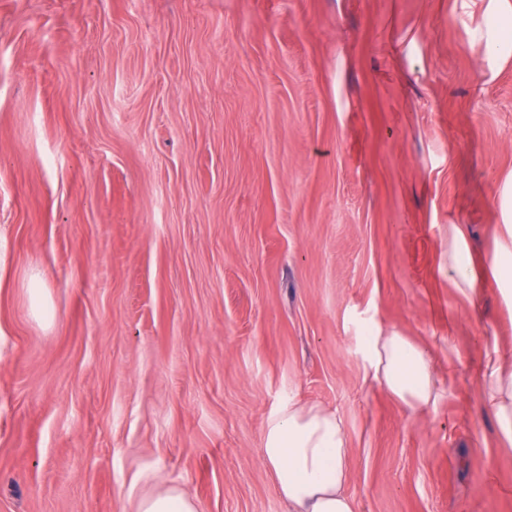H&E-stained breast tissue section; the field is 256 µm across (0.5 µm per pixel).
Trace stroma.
<instances>
[{
  "label": "stroma",
  "mask_w": 512,
  "mask_h": 512,
  "mask_svg": "<svg viewBox=\"0 0 512 512\" xmlns=\"http://www.w3.org/2000/svg\"><path fill=\"white\" fill-rule=\"evenodd\" d=\"M455 0H0V512H289V399L343 419L355 512H512L481 408L494 285L459 295L512 172V62ZM431 346L412 414L369 326ZM448 275L459 294L469 300L474 298L480 286V277L463 229L458 224L448 227ZM134 512H200L199 504L178 488L140 499Z\"/></svg>",
  "instance_id": "stroma-1"
}]
</instances>
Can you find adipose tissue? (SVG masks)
I'll return each mask as SVG.
<instances>
[{
  "instance_id": "obj_1",
  "label": "adipose tissue",
  "mask_w": 512,
  "mask_h": 512,
  "mask_svg": "<svg viewBox=\"0 0 512 512\" xmlns=\"http://www.w3.org/2000/svg\"><path fill=\"white\" fill-rule=\"evenodd\" d=\"M484 22L474 33L483 40L490 67L512 61L503 49L512 40V0H483ZM499 223L492 252L484 261L503 305L512 310V174L497 188ZM448 273L459 294L471 299L480 277L461 225L448 227ZM367 358L373 381L412 413L435 404L441 381L427 346L394 329H372ZM485 412L503 442L512 444V356L486 352L480 377ZM351 447L342 418L319 405L295 401L277 409L263 430V460L291 512H354L346 492Z\"/></svg>"
}]
</instances>
